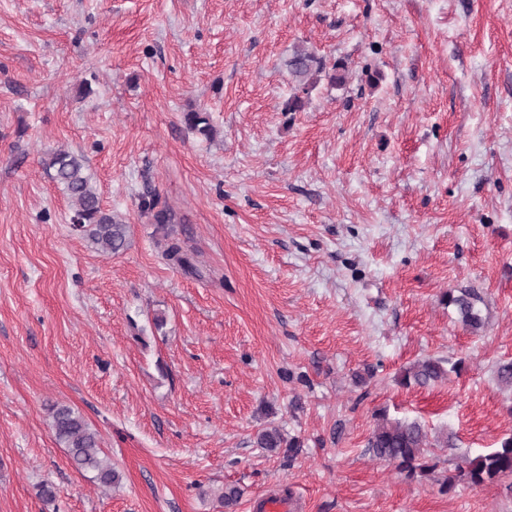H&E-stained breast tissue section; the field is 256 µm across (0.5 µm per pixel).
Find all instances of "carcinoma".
<instances>
[{
  "mask_svg": "<svg viewBox=\"0 0 512 512\" xmlns=\"http://www.w3.org/2000/svg\"><path fill=\"white\" fill-rule=\"evenodd\" d=\"M287 68L292 81L296 83V92L284 101L282 111L298 112L304 107V95L321 78H326L333 86L343 84L347 63L337 61L329 67L323 58L298 49L288 59ZM184 123L190 131L206 138L214 133L209 115L204 110L185 113ZM43 165L70 199L72 223L89 244L108 254L124 250L129 225L101 207L98 192L87 174L85 159L68 150L57 149L46 154ZM142 205L144 210L153 213L154 222L161 228L173 220L172 212L156 208L153 200H145ZM447 300L464 326L473 331L483 327L482 312L477 306L480 297L476 293L464 290L456 294L450 291ZM461 366L460 361L445 366L442 361L433 358L418 360L400 374L398 383L404 387H426L447 378L452 372L459 373ZM496 379L501 387L512 391V360L497 365ZM50 418L57 442L68 449L70 458L78 468L92 473V480L102 487L110 488L119 483L118 471L100 448L98 433L80 413L67 405L56 404L50 408ZM282 443L283 438L275 429L263 431L257 438V445L261 448H279ZM428 447V432L420 422L391 420L382 412L378 413V421L367 441V448L373 457L393 465L398 473L410 480L427 477L437 470L439 458L429 453ZM505 477H512V434L502 437L497 447L486 453L474 457L462 456V463L444 477L440 492L452 493L460 481L480 487Z\"/></svg>",
  "mask_w": 512,
  "mask_h": 512,
  "instance_id": "cac0c4a2",
  "label": "carcinoma"
}]
</instances>
